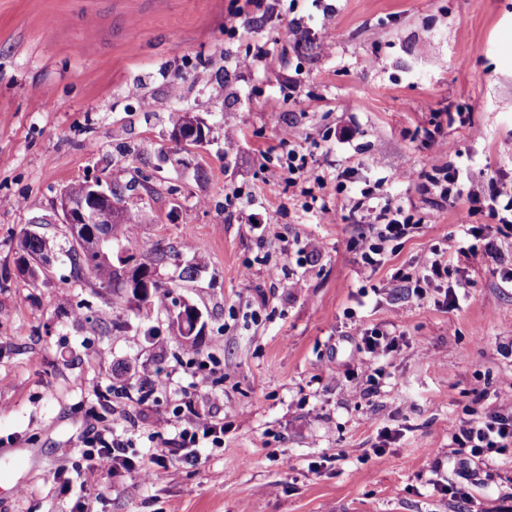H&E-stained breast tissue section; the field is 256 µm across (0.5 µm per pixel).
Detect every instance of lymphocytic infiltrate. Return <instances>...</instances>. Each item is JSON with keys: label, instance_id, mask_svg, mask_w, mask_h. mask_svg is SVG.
<instances>
[{"label": "lymphocytic infiltrate", "instance_id": "1", "mask_svg": "<svg viewBox=\"0 0 512 512\" xmlns=\"http://www.w3.org/2000/svg\"><path fill=\"white\" fill-rule=\"evenodd\" d=\"M281 164L288 174V184L296 195L304 200L306 208L317 211L323 224L337 223L339 214L325 200L323 191L328 181L309 166L306 155L294 147L289 135H281ZM373 190L362 189L355 203L356 209L375 213L377 225L372 235L362 236L358 248L362 260L370 267L382 266L388 257L385 243L399 242L412 235L416 229L410 209L401 204H377ZM477 198H470L469 206L460 218L462 233L451 234L443 246L433 249L431 258L423 266L422 282L439 280L448 275L449 257L463 259L468 268L486 269L490 265L504 262L512 255V244L493 235L489 226L473 224L478 213ZM402 333L396 323L381 327L364 328L357 332L356 348L358 357L354 371L374 382L385 374L383 359L395 358L401 350ZM482 404L481 418L467 420L460 424L452 436L454 445L468 449L471 457L482 458L487 453L512 447V408L496 403H486L484 395H477ZM174 433L172 449H160L141 468L144 479H160L167 468L168 456L175 455L186 461L196 460L195 450L201 443L222 447L224 425L207 413L197 410L177 412L169 421ZM129 446L127 439L118 435L111 425H104L80 442L81 454L87 465L80 474L85 487L96 489L103 475L126 465L125 453Z\"/></svg>", "mask_w": 512, "mask_h": 512}]
</instances>
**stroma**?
I'll return each instance as SVG.
<instances>
[{"instance_id": "1", "label": "stroma", "mask_w": 512, "mask_h": 512, "mask_svg": "<svg viewBox=\"0 0 512 512\" xmlns=\"http://www.w3.org/2000/svg\"><path fill=\"white\" fill-rule=\"evenodd\" d=\"M239 14L245 28L225 33ZM506 44L512 0H0V512H70L82 492L61 494L60 480L77 477L80 436L113 420L148 460L188 398L223 421V447L171 459L133 497L136 472L108 475L95 512H512V448L480 461L452 443L476 392L512 402V288L462 268L452 279L474 285L445 308L393 278L459 232L468 192L512 191ZM175 110L206 134L185 166L160 157ZM435 112L470 115L443 129L464 193L436 205L420 180L445 161L424 137ZM284 127L315 170H351L325 189L340 223H319L277 156H260ZM228 128L242 135L232 149ZM95 178L134 184L140 239L179 251L160 265L172 303L134 313L64 256L18 274L20 233L68 248L64 225L41 218ZM369 186L436 215L376 270L354 246L370 231L353 209ZM187 263L198 271L179 280ZM181 303L202 314L194 345L211 373L182 366ZM391 321L405 346L372 388L349 375L356 332ZM93 347L110 358L91 361ZM157 367L166 387L132 400ZM386 427L399 437L379 457Z\"/></svg>"}]
</instances>
